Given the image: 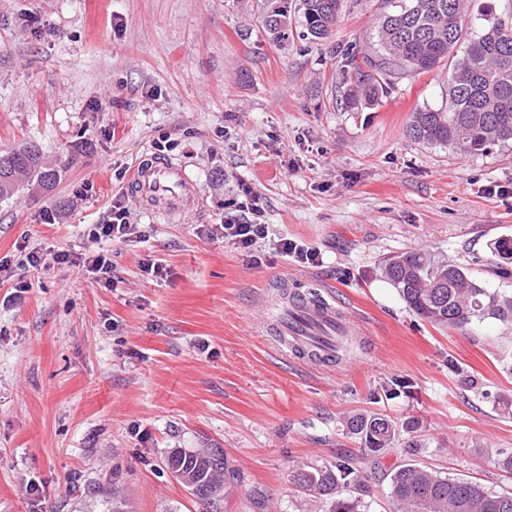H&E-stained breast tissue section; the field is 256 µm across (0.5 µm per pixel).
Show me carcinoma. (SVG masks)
Here are the masks:
<instances>
[{
	"instance_id": "1",
	"label": "carcinoma",
	"mask_w": 512,
	"mask_h": 512,
	"mask_svg": "<svg viewBox=\"0 0 512 512\" xmlns=\"http://www.w3.org/2000/svg\"><path fill=\"white\" fill-rule=\"evenodd\" d=\"M466 0H383L373 36L352 48L354 75H343L352 106H373L404 78L446 67L448 94L438 107L425 106L411 116L406 133L414 141L451 146L463 154L512 143V13L486 19L476 34L468 27ZM343 0H299L297 26L305 39L327 38L338 22ZM260 23L280 44L293 31L288 11L268 8ZM58 165L35 145L0 153V201L25 187L52 189ZM382 278L396 289L413 313L438 325L461 327L493 318L512 323V295L484 287L457 262L420 250L385 257ZM361 451L371 458L395 447L401 432L379 413L347 420ZM167 469L202 502L216 508L232 477L224 449L171 451ZM358 470L304 465L292 482L303 493L331 502L330 512H359L362 500L343 496ZM391 512H512V492L488 491L467 480L416 462H404L389 474Z\"/></svg>"
}]
</instances>
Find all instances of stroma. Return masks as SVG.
<instances>
[{
    "label": "stroma",
    "instance_id": "35a3bbf8",
    "mask_svg": "<svg viewBox=\"0 0 512 512\" xmlns=\"http://www.w3.org/2000/svg\"><path fill=\"white\" fill-rule=\"evenodd\" d=\"M263 4L0 0V152L34 144L63 166L54 189L0 202V258L23 242L48 258L92 250L88 225L160 139L203 201L182 217L131 208L149 238L114 246L115 286L53 264L23 272L22 304L0 305V512H103L87 491L100 481L125 512H205L165 459L215 446L235 472L220 512H306L292 470L360 456L346 422L364 412L415 423L421 442L380 457L370 512H390L386 476L408 458L512 491L495 464L512 452V324L435 325L378 268L423 250L511 294L493 244L512 237V145L463 154L407 136L447 91L441 68L344 106L347 49L381 0H344L329 39L281 47ZM246 187L269 226L249 255L201 230ZM283 237L320 265L282 256ZM148 255L167 280L142 276ZM283 281L346 309L340 362L282 357L269 325Z\"/></svg>",
    "mask_w": 512,
    "mask_h": 512
}]
</instances>
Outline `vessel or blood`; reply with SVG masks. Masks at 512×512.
I'll return each instance as SVG.
<instances>
[{"instance_id":"vessel-or-blood-1","label":"vessel or blood","mask_w":512,"mask_h":512,"mask_svg":"<svg viewBox=\"0 0 512 512\" xmlns=\"http://www.w3.org/2000/svg\"><path fill=\"white\" fill-rule=\"evenodd\" d=\"M193 181L181 165L158 156L140 158L132 171L128 192L139 205L162 204L171 209L188 211L198 208L200 201L194 195ZM325 326L342 323L346 315L335 305L321 303L316 306L299 305L290 314L276 319L272 329L287 352L308 349L313 345L329 348L328 339H316L308 334L307 320Z\"/></svg>"}]
</instances>
